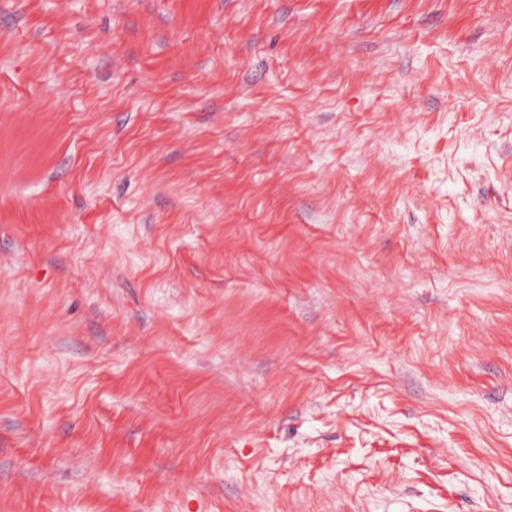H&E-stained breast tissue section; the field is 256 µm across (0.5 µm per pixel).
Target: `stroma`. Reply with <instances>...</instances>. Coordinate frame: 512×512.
<instances>
[{"mask_svg": "<svg viewBox=\"0 0 512 512\" xmlns=\"http://www.w3.org/2000/svg\"><path fill=\"white\" fill-rule=\"evenodd\" d=\"M0 512H512V0H0Z\"/></svg>", "mask_w": 512, "mask_h": 512, "instance_id": "obj_1", "label": "stroma"}]
</instances>
